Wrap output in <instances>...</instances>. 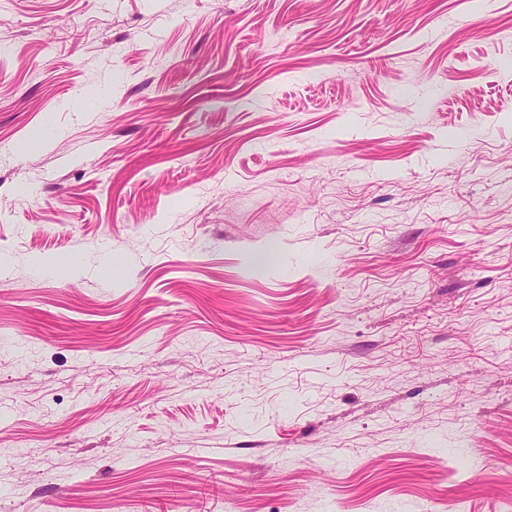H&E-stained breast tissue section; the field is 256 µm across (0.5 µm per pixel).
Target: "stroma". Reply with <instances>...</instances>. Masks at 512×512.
<instances>
[{"label":"stroma","instance_id":"1","mask_svg":"<svg viewBox=\"0 0 512 512\" xmlns=\"http://www.w3.org/2000/svg\"><path fill=\"white\" fill-rule=\"evenodd\" d=\"M508 496L512 0H0V512Z\"/></svg>","mask_w":512,"mask_h":512}]
</instances>
